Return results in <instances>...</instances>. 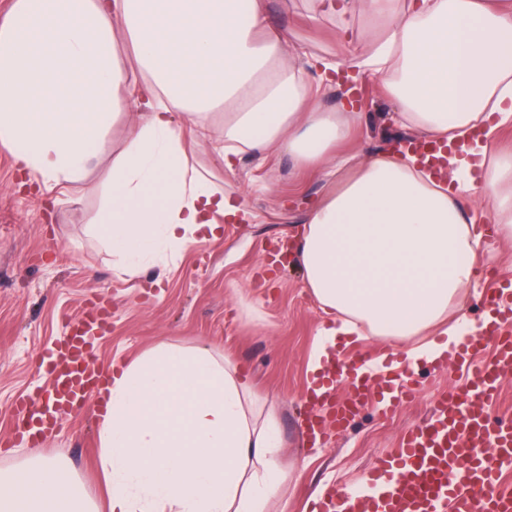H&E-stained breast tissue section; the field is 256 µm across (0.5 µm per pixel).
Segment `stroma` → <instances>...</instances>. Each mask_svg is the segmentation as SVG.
<instances>
[{
  "instance_id": "1",
  "label": "stroma",
  "mask_w": 512,
  "mask_h": 512,
  "mask_svg": "<svg viewBox=\"0 0 512 512\" xmlns=\"http://www.w3.org/2000/svg\"><path fill=\"white\" fill-rule=\"evenodd\" d=\"M308 7V0H267V17L289 40H303L309 55L341 53L335 26L309 23ZM359 92L362 119L343 145L346 153L362 161L412 139V131L390 122L394 105L373 82ZM128 131V117L119 116L99 144L98 166L68 185L63 203L25 184L0 146V438L8 434L12 402L41 380L40 353L98 297L112 305L99 355L113 369L161 344L205 347L240 365L252 391L274 406L282 438L279 463L287 481L271 512H309L314 499L357 485L405 427L428 417L433 400L460 385L461 374L449 360L421 366L412 401L388 414L372 400L349 427L328 429L320 445L311 444L303 428L307 365L328 315L303 287L298 265L270 266L267 251L292 234L331 184L322 171L297 168L285 153L266 159L246 153L228 172L212 150L190 149V165L215 187L242 194L250 219L223 223L218 240L194 245L167 264L120 274L95 218ZM476 229L483 234L474 259L478 276L460 308L478 322L486 313L484 294L512 277V245L496 237L489 217H477ZM99 428L92 401L67 416L40 449L0 447V471L17 469L37 453L51 457L70 468L90 499L107 506Z\"/></svg>"
}]
</instances>
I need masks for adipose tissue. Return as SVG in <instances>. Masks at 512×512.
<instances>
[{
  "instance_id": "ef3b65f1",
  "label": "adipose tissue",
  "mask_w": 512,
  "mask_h": 512,
  "mask_svg": "<svg viewBox=\"0 0 512 512\" xmlns=\"http://www.w3.org/2000/svg\"><path fill=\"white\" fill-rule=\"evenodd\" d=\"M313 3L309 21L331 18L344 35L367 20L342 58L288 42L266 0H13L0 21V146L55 196L84 178L135 106L97 218L120 272L216 238L215 215L243 212L240 195L189 168L188 144L212 146L228 170L245 153L330 162L336 186L306 213L297 248L304 287L337 315L318 329L309 373L331 364L341 337L404 340L439 323L440 340L402 348L400 361L446 360L479 329L450 309L476 280L475 207L512 241V151L495 147L512 123V0ZM118 24L146 83L121 65ZM343 69L379 85L396 123L449 149L447 167H418L412 154L357 165L331 156L360 119L317 105ZM100 439L110 512H267L285 480L274 413L237 363L204 348L160 345L114 373ZM0 512L99 510L67 467L37 457L0 472Z\"/></svg>"
}]
</instances>
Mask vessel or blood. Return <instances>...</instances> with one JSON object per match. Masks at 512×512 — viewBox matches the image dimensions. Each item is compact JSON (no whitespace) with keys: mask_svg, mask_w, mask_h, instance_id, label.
Instances as JSON below:
<instances>
[{"mask_svg":"<svg viewBox=\"0 0 512 512\" xmlns=\"http://www.w3.org/2000/svg\"><path fill=\"white\" fill-rule=\"evenodd\" d=\"M494 317L488 331L467 337L455 353L466 380L434 403L428 419L407 427L393 452L379 456L365 480L379 496L357 500L351 512H512V488L501 478L512 468V418L491 415L504 374L512 373V302L498 293L484 297ZM112 317L109 302L88 305L81 318L40 357L46 395L26 394L11 409L10 442L42 445L63 417L80 411L90 398L102 396L110 365L99 361L97 340ZM492 361L481 360L486 346ZM328 379L351 383L344 398L311 403L305 422L309 437L320 435L325 422L342 429L374 397H387L388 409L414 393L413 373L398 380L357 375L353 362L334 363Z\"/></svg>","mask_w":512,"mask_h":512,"instance_id":"1","label":"vessel or blood"}]
</instances>
